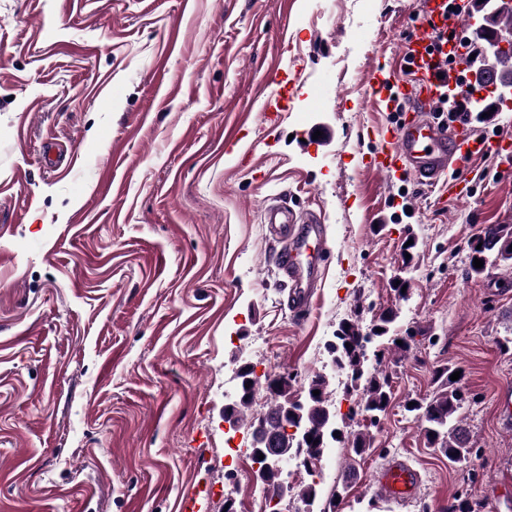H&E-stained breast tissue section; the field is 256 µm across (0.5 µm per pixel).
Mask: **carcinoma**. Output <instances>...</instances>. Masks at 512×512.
<instances>
[{
	"label": "carcinoma",
	"mask_w": 512,
	"mask_h": 512,
	"mask_svg": "<svg viewBox=\"0 0 512 512\" xmlns=\"http://www.w3.org/2000/svg\"><path fill=\"white\" fill-rule=\"evenodd\" d=\"M480 249L473 250L474 257L486 259L493 257V262L512 266V226L509 224L491 225L486 228L484 237L479 239ZM397 318V311L389 308L379 314L368 330H363L356 320L341 321L334 333L333 342L326 349L331 362L339 370L346 372L351 387L362 390V412L366 427L376 428L386 414L392 398L388 375L380 370L385 356L392 351L403 354L409 344L401 345L391 339V345H384L386 335ZM453 374L448 366L442 365L434 371L437 392L428 402L415 401V405L405 407L414 414L420 423L421 433L427 447L437 450L450 462H458L477 453L470 446L467 429L456 417L463 400V394L457 382L450 380ZM240 397L237 402L226 405L227 417L240 424L246 418L259 387H264L270 395V406L264 414L266 434L277 438L276 447L281 452L298 458L307 472L320 460L322 451L334 440L336 414L330 411L329 382L322 375H317L308 384L305 399H295L291 379L285 375L274 377L265 375L260 378L253 366L244 364L239 367ZM319 394H313V391ZM288 413V418L299 423L302 436L293 438L281 435V417ZM373 437L369 432L351 434L346 446L347 454L361 456L372 446ZM261 483L270 489H287L290 498L300 501L304 512H335L337 503L342 501L343 492H332L328 504L314 510L320 501L317 484L292 485L283 478V471L268 467L261 473Z\"/></svg>",
	"instance_id": "cac0c4a2"
}]
</instances>
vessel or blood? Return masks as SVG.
Instances as JSON below:
<instances>
[{"instance_id": "b4317fda", "label": "vessel or blood", "mask_w": 512, "mask_h": 512, "mask_svg": "<svg viewBox=\"0 0 512 512\" xmlns=\"http://www.w3.org/2000/svg\"><path fill=\"white\" fill-rule=\"evenodd\" d=\"M462 20V15L452 14L450 0H423V29L401 56L412 69L404 97L412 101L413 111L385 128L386 147L368 162L373 171L388 177H408L426 187H441L449 197L459 200L471 193V162L512 149V140L482 137L461 125L450 129L427 115L430 104L442 96L466 103L488 92L468 67L465 48L451 35ZM263 219L268 234L282 243L279 271L290 287L289 308L309 310L319 295L326 262L320 214L310 213L295 224L286 207L269 206ZM416 483L413 470L395 464L383 471L376 487L382 497L403 500Z\"/></svg>"}]
</instances>
